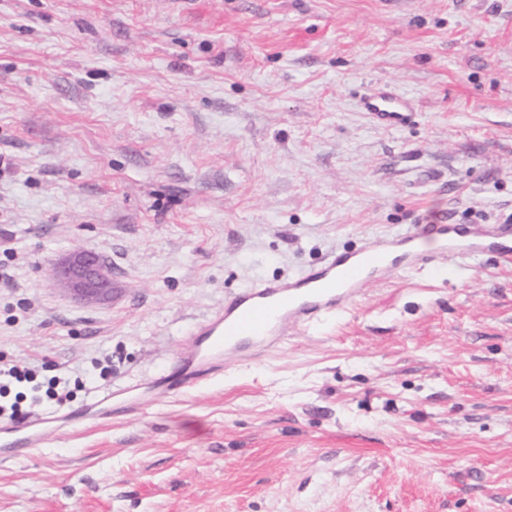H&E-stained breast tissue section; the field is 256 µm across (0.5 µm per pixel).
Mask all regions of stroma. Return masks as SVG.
<instances>
[{"label":"stroma","instance_id":"35a3bbf8","mask_svg":"<svg viewBox=\"0 0 512 512\" xmlns=\"http://www.w3.org/2000/svg\"><path fill=\"white\" fill-rule=\"evenodd\" d=\"M389 84L399 129L358 107ZM512 215V0H0V362L148 402L0 461V512H512V269L372 276L156 397L227 295ZM106 256L112 303L48 266ZM112 360L110 377L98 362Z\"/></svg>","mask_w":512,"mask_h":512}]
</instances>
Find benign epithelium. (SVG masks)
<instances>
[{
    "mask_svg": "<svg viewBox=\"0 0 512 512\" xmlns=\"http://www.w3.org/2000/svg\"><path fill=\"white\" fill-rule=\"evenodd\" d=\"M50 275L59 288L77 301L91 304L112 300V267L98 251L73 250L52 264Z\"/></svg>",
    "mask_w": 512,
    "mask_h": 512,
    "instance_id": "7a95c632",
    "label": "benign epithelium"
}]
</instances>
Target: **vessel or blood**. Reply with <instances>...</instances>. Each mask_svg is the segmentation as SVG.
<instances>
[{
    "label": "vessel or blood",
    "instance_id": "obj_1",
    "mask_svg": "<svg viewBox=\"0 0 512 512\" xmlns=\"http://www.w3.org/2000/svg\"><path fill=\"white\" fill-rule=\"evenodd\" d=\"M362 111L387 128L413 121L412 103L390 86L370 89L360 98ZM436 241L441 250L460 254H490L500 265L512 266V225L416 224L399 237H381L361 250L337 255L317 271L288 280H273L240 291L223 308L194 329L191 349L177 364L166 388L174 394L219 374L227 356L257 355L277 347L289 325L332 314L368 282L370 275L403 266L423 268L435 253L423 249V240ZM59 430L53 415L12 422L0 427V458L29 455Z\"/></svg>",
    "mask_w": 512,
    "mask_h": 512
}]
</instances>
